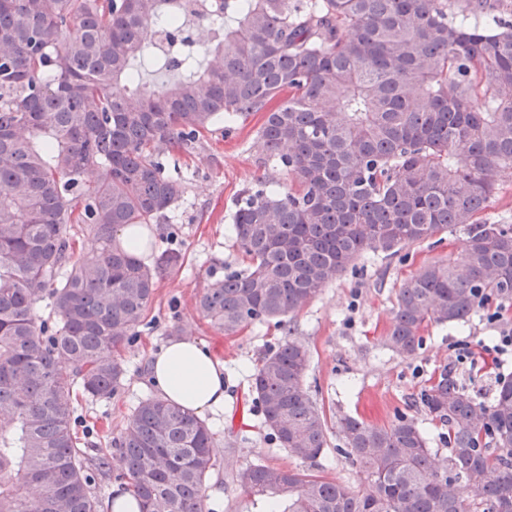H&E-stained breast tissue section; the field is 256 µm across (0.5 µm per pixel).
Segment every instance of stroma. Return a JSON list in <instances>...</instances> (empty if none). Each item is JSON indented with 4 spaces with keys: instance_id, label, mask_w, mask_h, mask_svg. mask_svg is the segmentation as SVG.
<instances>
[{
    "instance_id": "obj_1",
    "label": "stroma",
    "mask_w": 512,
    "mask_h": 512,
    "mask_svg": "<svg viewBox=\"0 0 512 512\" xmlns=\"http://www.w3.org/2000/svg\"><path fill=\"white\" fill-rule=\"evenodd\" d=\"M264 120V113L256 112L233 128L215 126L187 157L180 170L185 193L174 207L185 267L181 274L159 282L152 304L159 319L153 329L121 351L126 368L124 394L107 405L90 403L84 407L87 414L108 416L98 433L99 440L118 434L138 398L153 391L150 357L167 343L169 325L178 323L182 331L199 340L223 362L228 379L224 413L211 420L219 446L215 450L216 470L205 492L207 512H261V504L253 503L227 481L233 470L252 463L288 469L300 466L298 459L260 434L249 392L251 373L265 351L282 340V331L268 325L249 326L227 336L211 327L194 308L196 294L211 275L246 265L230 231L241 192L261 178L284 187L291 183L278 163L260 159L253 148ZM465 240L464 229L458 228L414 244L394 257L359 259L355 269L330 283L294 318L293 335L311 354L305 385L324 408L329 422L349 414L383 427L399 416H413L426 430L431 448L444 458L448 455L447 425L415 405L434 370L451 366L454 377L485 403L493 397L498 376H512V362L504 363L494 376L455 364L458 344L487 341L497 335L499 326L490 323L484 309L460 326L429 325L422 349L412 358H396L384 345L404 282L421 266L456 259ZM324 463L323 473L329 478L355 487L366 481L365 473L346 459L342 439L333 427L328 431Z\"/></svg>"
}]
</instances>
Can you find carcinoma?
<instances>
[{"mask_svg": "<svg viewBox=\"0 0 512 512\" xmlns=\"http://www.w3.org/2000/svg\"><path fill=\"white\" fill-rule=\"evenodd\" d=\"M152 48L174 72L155 89ZM253 112L266 113L253 148L295 185L242 192L232 232L247 265L211 279L196 309L226 336L285 331L251 374L270 442L322 468L328 420L290 323L364 255L466 230L457 259L398 292L385 345L402 360L428 325L512 301V225L479 219L512 170V0H0V512H97L92 480L114 454L140 512H205L206 420L147 395L100 448L76 410L119 394L120 349L182 271L169 213L184 186L162 159ZM163 222L149 260L117 241ZM82 239L95 259L75 257ZM419 403L448 425L443 469L415 418L344 415L361 488L265 464L227 478L266 512H512V377L487 406L443 366Z\"/></svg>", "mask_w": 512, "mask_h": 512, "instance_id": "obj_1", "label": "carcinoma"}]
</instances>
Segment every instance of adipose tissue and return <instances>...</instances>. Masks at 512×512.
Returning a JSON list of instances; mask_svg holds the SVG:
<instances>
[{
  "instance_id": "ef3b65f1",
  "label": "adipose tissue",
  "mask_w": 512,
  "mask_h": 512,
  "mask_svg": "<svg viewBox=\"0 0 512 512\" xmlns=\"http://www.w3.org/2000/svg\"><path fill=\"white\" fill-rule=\"evenodd\" d=\"M151 376L164 400L199 415L224 410V366L194 337L173 339L153 354Z\"/></svg>"
}]
</instances>
